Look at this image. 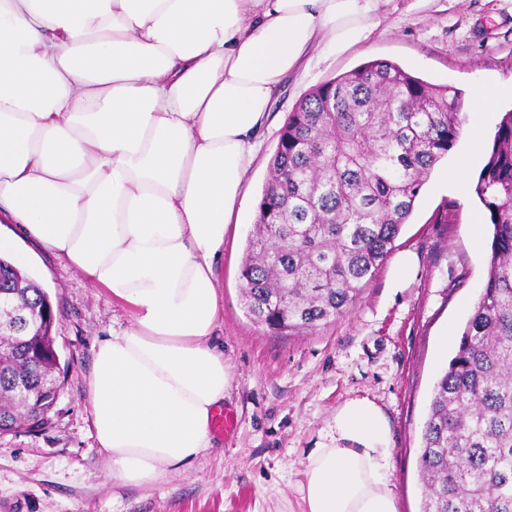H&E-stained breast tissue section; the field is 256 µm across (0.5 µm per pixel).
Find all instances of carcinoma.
I'll list each match as a JSON object with an SVG mask.
<instances>
[{
	"label": "carcinoma",
	"instance_id": "carcinoma-1",
	"mask_svg": "<svg viewBox=\"0 0 512 512\" xmlns=\"http://www.w3.org/2000/svg\"><path fill=\"white\" fill-rule=\"evenodd\" d=\"M459 94L388 60L313 87L279 131L242 262L243 301L277 335L342 316L385 260L460 132ZM474 192L492 226L487 277L422 433V512H512V112ZM0 434L45 429L59 386L48 294L0 256Z\"/></svg>",
	"mask_w": 512,
	"mask_h": 512
}]
</instances>
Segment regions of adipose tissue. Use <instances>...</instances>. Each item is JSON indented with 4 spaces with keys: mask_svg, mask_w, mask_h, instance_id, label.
<instances>
[{
    "mask_svg": "<svg viewBox=\"0 0 512 512\" xmlns=\"http://www.w3.org/2000/svg\"><path fill=\"white\" fill-rule=\"evenodd\" d=\"M383 0H0V219L130 314L95 345L92 423L109 476L147 486L212 446L228 372L216 272L243 219L275 90L364 43ZM471 105L465 184L483 117ZM312 449L304 512H398L389 425L369 398Z\"/></svg>",
    "mask_w": 512,
    "mask_h": 512,
    "instance_id": "1",
    "label": "adipose tissue"
}]
</instances>
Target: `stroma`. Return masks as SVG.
Returning <instances> with one entry per match:
<instances>
[{
	"mask_svg": "<svg viewBox=\"0 0 512 512\" xmlns=\"http://www.w3.org/2000/svg\"><path fill=\"white\" fill-rule=\"evenodd\" d=\"M377 59L425 81L458 89L470 120L476 84H512V0H389L368 41L288 75L257 132L260 149L248 178L257 206L279 131L315 85ZM467 148L459 135L435 164L394 247L344 316L313 332L275 336L245 313L240 268L253 224L224 245L218 288L222 316L213 340L224 351L225 408L232 435L185 471L149 486L108 479L89 408L94 345L127 313L80 272L22 238L28 271L51 297L62 395L42 432L0 434V512H303L297 492L309 452L329 443L336 411L366 396L389 422L391 480L400 512H422V430L435 383L487 276L489 215L472 189L445 175ZM412 255L414 266L398 261Z\"/></svg>",
	"mask_w": 512,
	"mask_h": 512,
	"instance_id": "35a3bbf8",
	"label": "stroma"
}]
</instances>
